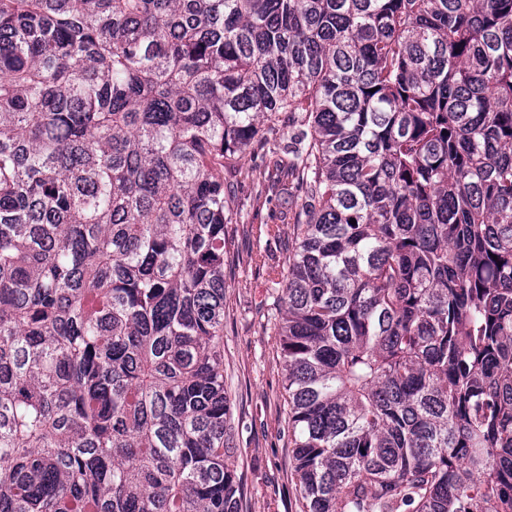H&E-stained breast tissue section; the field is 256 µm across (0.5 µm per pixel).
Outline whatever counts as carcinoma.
<instances>
[{
  "instance_id": "1",
  "label": "carcinoma",
  "mask_w": 512,
  "mask_h": 512,
  "mask_svg": "<svg viewBox=\"0 0 512 512\" xmlns=\"http://www.w3.org/2000/svg\"><path fill=\"white\" fill-rule=\"evenodd\" d=\"M270 146L306 512H512V0H0V512H238L224 168Z\"/></svg>"
}]
</instances>
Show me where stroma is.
Listing matches in <instances>:
<instances>
[{"label": "stroma", "mask_w": 512, "mask_h": 512, "mask_svg": "<svg viewBox=\"0 0 512 512\" xmlns=\"http://www.w3.org/2000/svg\"><path fill=\"white\" fill-rule=\"evenodd\" d=\"M279 154H267L265 176L224 172L234 221L224 248V391L230 412L229 461L240 483L239 512H304L294 471L285 371L268 323L270 268L287 262L295 244L293 211L301 204L295 180L272 187Z\"/></svg>", "instance_id": "obj_1"}]
</instances>
